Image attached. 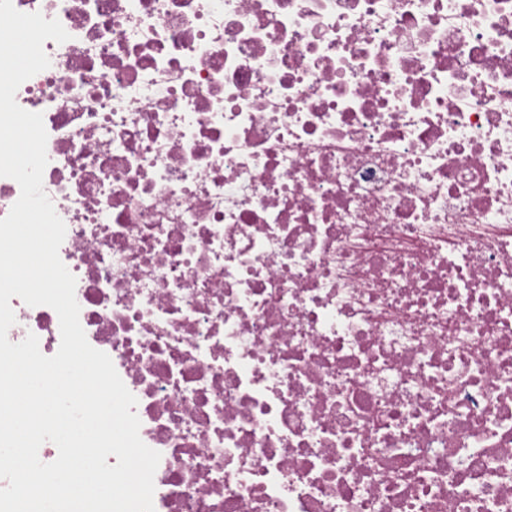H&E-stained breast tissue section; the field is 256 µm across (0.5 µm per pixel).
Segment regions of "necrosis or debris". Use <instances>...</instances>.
<instances>
[{
    "label": "necrosis or debris",
    "mask_w": 512,
    "mask_h": 512,
    "mask_svg": "<svg viewBox=\"0 0 512 512\" xmlns=\"http://www.w3.org/2000/svg\"><path fill=\"white\" fill-rule=\"evenodd\" d=\"M13 5L155 512H512V0Z\"/></svg>",
    "instance_id": "1"
}]
</instances>
